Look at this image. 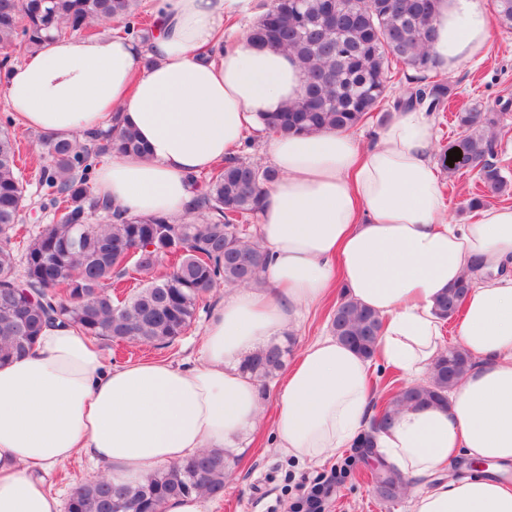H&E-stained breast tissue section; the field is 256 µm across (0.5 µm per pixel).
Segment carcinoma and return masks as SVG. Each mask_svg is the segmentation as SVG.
<instances>
[{
  "mask_svg": "<svg viewBox=\"0 0 512 512\" xmlns=\"http://www.w3.org/2000/svg\"><path fill=\"white\" fill-rule=\"evenodd\" d=\"M497 23L512 29V0H492ZM439 0H271L267 11L248 28L253 43L296 58L302 92L278 112L261 114L272 135L352 129L381 110L394 67L417 72L435 67L430 48ZM139 0H0V48L23 44L40 50L55 38L81 34L96 25L123 24V32L143 36L136 26ZM451 93L440 83H421L394 100L393 111L423 104L435 112ZM511 102L500 109L474 107L456 115L464 133L468 171H477L479 193L469 209L499 196L508 178L498 166L494 129ZM391 111V112H393ZM383 113L381 119L391 116ZM45 164L36 178L41 207L61 205L58 219L41 224L24 249L13 239L30 205L28 182L19 167L20 147L0 129V362L28 353L45 324L62 318L88 336L166 346L196 320L200 301L224 285L248 286L264 270L267 253L247 237L238 219L261 210L266 188L280 174L237 159L211 172L195 200V220L174 224L162 216H127L95 196L92 174L97 161L115 152L144 151L137 134L121 116L105 132L84 139L49 134L40 140ZM94 214L104 223L93 224ZM138 254L130 256V250ZM173 260L171 271L153 276L157 265ZM144 279L123 299L113 292L125 279ZM471 278L453 284L437 300L436 311L448 321L458 315ZM383 328L380 317L347 294L336 303L331 333L372 360ZM286 350L271 344L248 357L242 370L266 380L284 366ZM472 358L448 348L437 359L429 380L402 385L389 395L370 428L379 433L401 406H445L448 394L472 369ZM226 455L203 452L159 470L134 484L104 477L80 484L68 512H159L171 496L205 492L224 496ZM379 495L390 499L402 488L400 476L384 467L376 477Z\"/></svg>",
  "mask_w": 512,
  "mask_h": 512,
  "instance_id": "1",
  "label": "carcinoma"
}]
</instances>
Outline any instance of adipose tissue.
<instances>
[{
	"instance_id": "1",
	"label": "adipose tissue",
	"mask_w": 512,
	"mask_h": 512,
	"mask_svg": "<svg viewBox=\"0 0 512 512\" xmlns=\"http://www.w3.org/2000/svg\"><path fill=\"white\" fill-rule=\"evenodd\" d=\"M262 7L156 0L146 39L116 30L55 39L0 69V97L26 127L68 137L108 127L120 113L145 151L97 166L95 194L131 214L182 222L198 193L193 177L234 158L260 113L301 91L292 56L229 25ZM435 27L442 73L480 57L492 39L479 0H440ZM144 56L151 64L138 68ZM433 140L422 108L399 113L373 144L351 130L273 137L280 178L259 219L267 286L235 289L212 308L200 363L115 367L93 338L57 323L32 352L0 364V512H63L47 478L76 460L93 475L135 483L204 450L235 451L261 422L243 360L338 286L382 318L385 363L422 383L443 349L436 297L475 263H512L511 206L448 221ZM455 338L475 365L447 408L399 410L378 453L417 479L410 512H512V486L492 475L512 466V276L478 282ZM368 367L336 337L306 344L280 387L278 448L316 464L350 447L371 414ZM461 455L489 462L491 473L429 485Z\"/></svg>"
}]
</instances>
